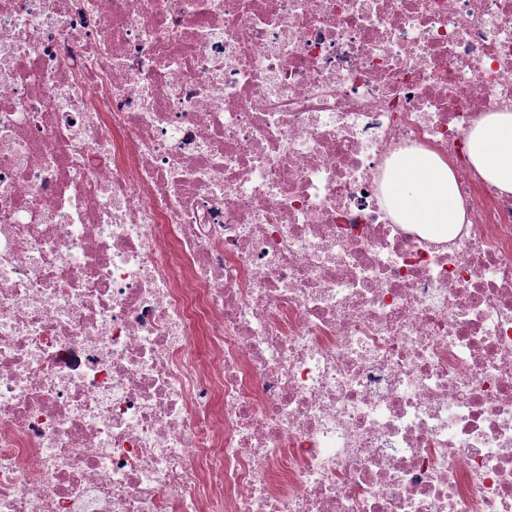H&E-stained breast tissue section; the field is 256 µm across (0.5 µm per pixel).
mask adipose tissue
<instances>
[{"mask_svg":"<svg viewBox=\"0 0 512 512\" xmlns=\"http://www.w3.org/2000/svg\"><path fill=\"white\" fill-rule=\"evenodd\" d=\"M468 155L486 182L512 194V113L486 114L468 135ZM384 190L397 223L420 225L432 237L448 236L464 221L454 173L433 153L399 159L386 175Z\"/></svg>","mask_w":512,"mask_h":512,"instance_id":"obj_1","label":"adipose tissue"}]
</instances>
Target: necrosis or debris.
Instances as JSON below:
<instances>
[{"label": "necrosis or debris", "instance_id": "necrosis-or-debris-1", "mask_svg": "<svg viewBox=\"0 0 512 512\" xmlns=\"http://www.w3.org/2000/svg\"><path fill=\"white\" fill-rule=\"evenodd\" d=\"M506 108L512 0H0V512H512ZM467 139L474 169L502 193L512 194V113L489 112ZM384 190L397 223L419 224L432 237H448L464 221L454 173L433 153L399 159L386 175Z\"/></svg>", "mask_w": 512, "mask_h": 512}]
</instances>
